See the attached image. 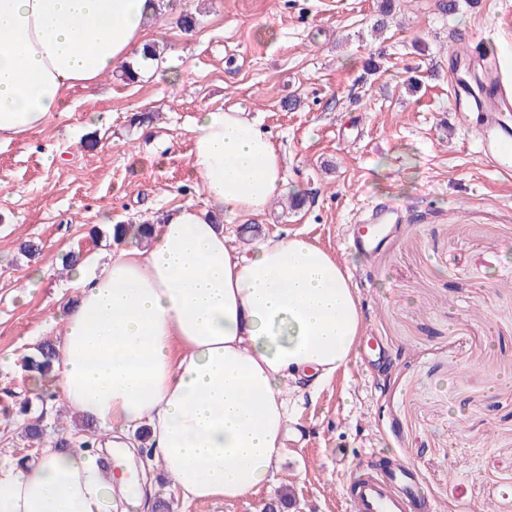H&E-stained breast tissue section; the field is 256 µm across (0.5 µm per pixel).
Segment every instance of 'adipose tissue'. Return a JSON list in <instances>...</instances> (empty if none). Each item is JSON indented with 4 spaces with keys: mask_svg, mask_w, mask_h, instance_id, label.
<instances>
[{
    "mask_svg": "<svg viewBox=\"0 0 512 512\" xmlns=\"http://www.w3.org/2000/svg\"><path fill=\"white\" fill-rule=\"evenodd\" d=\"M158 0H0V138L40 128L75 85L92 87L143 48ZM192 170L210 206L168 213L151 235L73 270L52 374L116 448L146 445L182 500H235L278 469L290 385L352 360L362 311L350 276L298 236L228 246L219 215L263 212L283 160L246 113L195 121ZM94 457L46 448L0 462V512H106Z\"/></svg>",
    "mask_w": 512,
    "mask_h": 512,
    "instance_id": "adipose-tissue-1",
    "label": "adipose tissue"
}]
</instances>
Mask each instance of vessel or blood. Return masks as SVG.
<instances>
[{"instance_id": "b4317fda", "label": "vessel or blood", "mask_w": 512, "mask_h": 512, "mask_svg": "<svg viewBox=\"0 0 512 512\" xmlns=\"http://www.w3.org/2000/svg\"><path fill=\"white\" fill-rule=\"evenodd\" d=\"M469 63L483 76L484 89L453 82L452 109L459 115L477 113L481 120L479 148L482 163L502 174L512 173V85L505 83L499 58L473 56ZM345 495L354 512H431L433 505L421 483L413 480L410 468L388 461L362 470L348 482Z\"/></svg>"}]
</instances>
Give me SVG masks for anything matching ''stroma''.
<instances>
[{"label": "stroma", "mask_w": 512, "mask_h": 512, "mask_svg": "<svg viewBox=\"0 0 512 512\" xmlns=\"http://www.w3.org/2000/svg\"><path fill=\"white\" fill-rule=\"evenodd\" d=\"M380 2L163 0L144 38L178 82L108 74L96 91L71 88L44 126L0 139V355L15 361L58 338L73 298L65 255L104 247L90 227L207 208L191 167L205 110L254 117L286 168L264 213L224 219L231 245L298 234L349 271L364 338L348 367L300 394L273 478L234 501L188 504L156 463L164 512H261L286 492L293 512H350L343 486L388 458L411 467L435 512H512V176L480 162L450 97L461 43L494 50L512 82V0H457L452 16L444 0H393L376 32ZM136 112L155 118L137 127ZM295 194L301 207L288 205ZM379 206L398 221L377 251L347 248ZM25 401L47 426L42 446L60 427L78 442L92 432L19 367L1 368V462L34 454L16 414Z\"/></svg>", "instance_id": "obj_1"}]
</instances>
